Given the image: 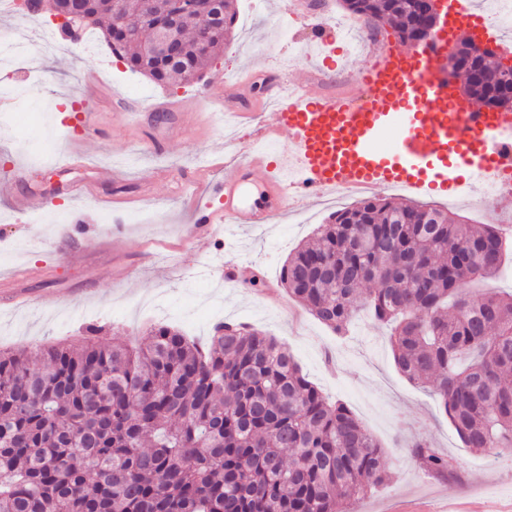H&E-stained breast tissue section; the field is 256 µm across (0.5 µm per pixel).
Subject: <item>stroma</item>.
Wrapping results in <instances>:
<instances>
[{
	"label": "stroma",
	"mask_w": 512,
	"mask_h": 512,
	"mask_svg": "<svg viewBox=\"0 0 512 512\" xmlns=\"http://www.w3.org/2000/svg\"><path fill=\"white\" fill-rule=\"evenodd\" d=\"M233 31L224 52L201 82L161 87L131 72L114 58L104 39L93 48L56 42L36 56L0 66V87H11L15 125H0V281L19 269L28 305L0 295V348L16 352L78 342L86 327L113 345L130 344L155 325L182 329L207 340L203 326L215 315L245 323L285 343L302 372L323 394L346 403L378 443L391 450L390 478L350 512H499L512 501V455L477 452L463 446L431 386L406 379L395 365L388 331L365 310H357L348 331L333 333L279 284L281 267L300 243L312 237L329 212L300 203L263 230L236 233L234 249L220 236L189 238L191 199L200 176L230 174L224 128L205 116L188 117L191 131L172 138L166 150L144 149L141 132L115 123L111 96L96 105L98 136L83 149L81 166L63 168L72 128L79 122L82 78L99 71L127 103L152 96L179 103L204 92L220 94V81L245 78L248 70H273L306 79L322 53L306 29L274 18L252 0H238ZM124 177H113V169ZM173 175L166 197L143 201L156 170ZM91 182L90 196L57 198L58 223L39 212L13 218L8 198L15 190L47 193L56 182ZM425 202L468 217L474 224H511L512 198L486 209L479 193L448 200L435 194ZM90 227L88 235L66 240L70 215ZM211 273L199 276L202 262ZM262 272L268 285L219 284L226 262ZM431 443L448 456L457 478L428 473L394 445Z\"/></svg>",
	"instance_id": "obj_1"
}]
</instances>
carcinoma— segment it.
Wrapping results in <instances>:
<instances>
[{
  "instance_id": "1",
  "label": "carcinoma",
  "mask_w": 512,
  "mask_h": 512,
  "mask_svg": "<svg viewBox=\"0 0 512 512\" xmlns=\"http://www.w3.org/2000/svg\"><path fill=\"white\" fill-rule=\"evenodd\" d=\"M405 43L429 22L426 0H342ZM93 17L112 53L160 85L190 84L224 51L236 19L182 18L175 62L160 55L166 18L149 2L59 0ZM462 92L512 109V66L487 56L448 65ZM512 241L427 203L361 198L331 213L282 266L289 296L343 334L358 288L399 371L431 383L467 448L512 450V294L472 282L494 277ZM29 354L0 351V512H349L390 476L387 453L341 402L303 375L284 344L242 324L215 325L202 347L168 325L137 347L96 339ZM434 474L448 459L417 444Z\"/></svg>"
}]
</instances>
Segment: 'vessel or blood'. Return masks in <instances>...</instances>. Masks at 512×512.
Wrapping results in <instances>:
<instances>
[{
    "mask_svg": "<svg viewBox=\"0 0 512 512\" xmlns=\"http://www.w3.org/2000/svg\"><path fill=\"white\" fill-rule=\"evenodd\" d=\"M286 9L315 37H323L328 28L324 8L310 0H289ZM461 32L480 43L499 39L466 0H447L444 25L433 41L406 49L376 45L362 80L337 92L326 89L334 78L329 66L307 83L275 78L267 89L276 104L272 123L255 126L251 150L231 175L209 185L215 202L196 209L194 236L207 237L228 226L263 227L291 196L316 201L328 189L371 193L388 187L409 195L453 197L500 173V153L512 147V113L470 112L448 92L444 44ZM101 88L96 75L86 77L76 142L97 132L93 104ZM195 105L189 99L170 107L166 132L150 138V149L163 150L170 133L184 130ZM283 134L287 148L274 154L263 150V143ZM45 206L40 195L11 197L19 215Z\"/></svg>",
    "mask_w": 512,
    "mask_h": 512,
    "instance_id": "obj_1",
    "label": "vessel or blood"
}]
</instances>
